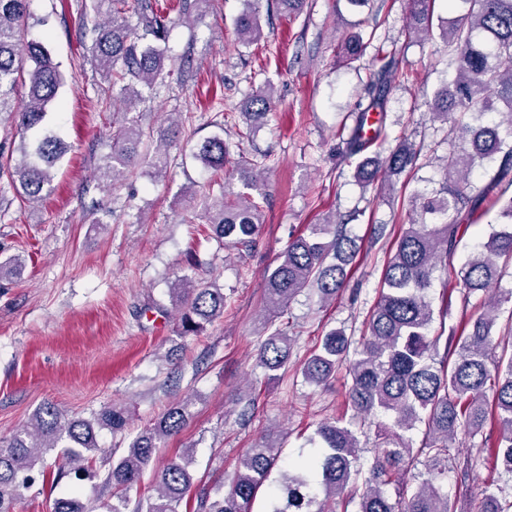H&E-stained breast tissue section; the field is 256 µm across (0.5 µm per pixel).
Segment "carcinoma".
<instances>
[{"mask_svg": "<svg viewBox=\"0 0 512 512\" xmlns=\"http://www.w3.org/2000/svg\"><path fill=\"white\" fill-rule=\"evenodd\" d=\"M433 0H412L408 29L429 37L433 28ZM466 6L461 18L448 23L442 39L455 63V76L437 92L431 107L433 117L454 118L459 150L445 161L444 180L437 194L420 202L418 217L402 231L393 255L381 277L380 297L371 311L367 333L359 341L334 328L323 336L320 351L302 366L306 382L326 385L336 366L349 364V402L353 417L381 413L390 425L379 427L378 450L362 477L355 433L344 418L325 421L317 428L319 450L300 457L292 468L280 471L277 484H269L281 456V438L265 435L238 460L234 478L226 491L197 500L199 512H253L257 497L265 495L266 512H327L326 503L348 488L361 489L356 512H449L448 495L426 482L412 492H398L392 501L385 486L396 481L407 484V475L421 459L432 463V479L448 473V439L462 432L475 436L487 420L499 421L496 438L483 442V450L512 474V341L495 338L498 303L490 292L500 272L499 262L512 260V230L489 237L458 271L464 298L482 292L488 295L479 310L452 334L446 353L437 357L439 337L431 335L434 309L429 297L438 265L448 263L457 247L462 222L475 223L481 204L493 207L500 198H489L491 190L512 186V0H451ZM126 0H78L84 19L94 13L93 38L88 48L94 68L120 84L116 98L124 112L136 111L146 100L143 88L163 77L171 64V21L150 0L141 4L138 22L125 16ZM30 18L29 0H0V115L16 127L20 159L0 150V173L8 175L19 197L29 203L42 199L53 180L56 164L67 145L45 124L57 103L64 75L53 59V49L42 40H24ZM240 43L250 45L262 38L259 15L250 11L236 19ZM363 36L357 32L345 43V56L355 60L363 54ZM386 62L370 74L367 103H358L356 124L344 140L345 156L359 157L355 179L369 187L380 170L396 177L416 166L418 155L406 140L388 156L368 155L363 125L366 113L384 111L387 90L398 71L395 53L384 54ZM274 106L268 91L245 99L242 111L259 123ZM486 112L500 116L496 123H480ZM176 134V123L144 132L134 118L113 136L112 153L101 167L100 177L116 180L138 162L154 166L155 174L166 173V148ZM203 164L222 171L230 163V147L214 136L204 140L196 152ZM499 162L490 184L473 194V171L486 163ZM246 189L258 187L255 163L240 160L232 166ZM213 239L226 248L249 247L263 223L259 204L249 193L220 191L207 205ZM357 238L346 224L326 220L311 224L292 239L282 261L269 270L265 283L266 316L284 311L302 290L317 289L320 300L336 298L347 282L357 254ZM170 302L180 321V335H197L205 325L224 315L222 289L208 282L186 278L169 288ZM292 353V338L274 331L261 340L257 364L267 372L285 367ZM192 401L183 399L170 407L151 426L133 436L127 447L112 459L109 469L99 472L89 466L100 450L95 428L123 430L126 412L105 409L91 421L68 419L53 405L40 406L30 422L6 440L0 439V512H15V503L36 479L51 475V453L61 449L64 468L84 471L112 489L115 503L107 512H183L193 479L190 454L156 463V450L177 433L190 415ZM423 423L426 437L420 447L406 432ZM153 477V494L130 501L127 491L146 473ZM317 488L323 499L311 493ZM53 512H85L75 496L59 498ZM480 512H512V499L489 487L483 491Z\"/></svg>", "mask_w": 512, "mask_h": 512, "instance_id": "obj_1", "label": "carcinoma"}]
</instances>
